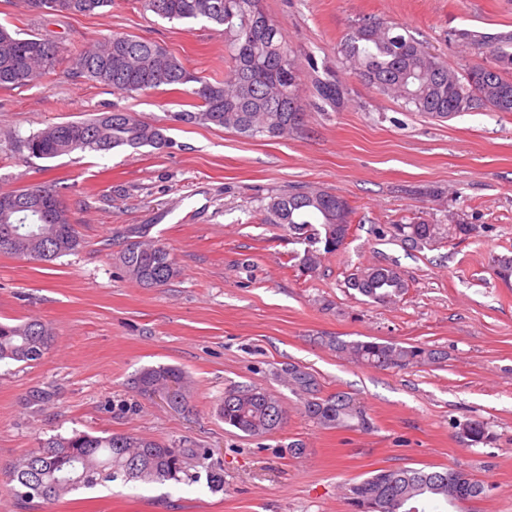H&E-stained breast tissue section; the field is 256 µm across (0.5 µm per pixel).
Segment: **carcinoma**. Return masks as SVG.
Segmentation results:
<instances>
[{
	"label": "carcinoma",
	"mask_w": 512,
	"mask_h": 512,
	"mask_svg": "<svg viewBox=\"0 0 512 512\" xmlns=\"http://www.w3.org/2000/svg\"><path fill=\"white\" fill-rule=\"evenodd\" d=\"M63 13L93 14L110 0H65ZM143 10L168 20H201L224 28L229 72L213 83L187 72L160 44L134 36H116L91 50L72 55V71L79 77L112 87L123 94L161 86L190 84L195 110L176 113L189 124H213L245 136L282 137L304 123L301 93L303 62L288 47L279 22L262 0H139ZM458 41L487 50L491 65L476 63L461 78L421 41L397 31L389 22L368 17L346 34L342 52L353 72L383 95L401 99L414 112L433 118H451L461 112L484 110L512 113V32L490 36L465 30ZM58 55L51 40L21 38L0 26V88L21 87ZM317 94L331 105L344 102L335 81L317 84ZM163 129L114 110L82 121L57 123L20 141V147L38 159H53L89 148L110 151L129 147L168 148ZM354 208L342 196L322 188L294 189L270 197L263 205V221L275 224L293 239L323 249L309 250L301 266L313 271L322 254L338 250L336 225L353 223ZM438 224L395 225L393 238L413 247L431 243L440 235ZM128 241L117 260L126 276L145 288H162L180 275L165 243L141 240L140 230H128ZM83 240L71 224L56 184L35 183L0 193V253L51 262L73 254ZM347 287L378 304L404 296L409 284L393 265L359 268ZM54 340L53 328L39 319L0 323V362L30 365L40 361ZM336 349L354 363L376 369H403L432 362L438 352L416 344L357 340L338 341ZM285 383L302 399L306 417L328 429H367L370 421L356 398L347 392L320 393L316 378L296 366L285 372ZM177 385L175 408L190 402V380L171 365L142 368L133 388L144 395ZM224 424L247 436L261 438L284 420L278 396L252 386L224 391L220 407ZM459 438L468 446L489 444L493 434L486 424L470 420L459 425ZM208 453L129 434L108 436L75 432L53 436L26 453L12 468V495L24 502L50 505L81 488L118 478L125 482L181 481V473L203 465ZM488 488L467 472L444 470H375L348 489V504L363 497L373 503L368 512H449L487 495Z\"/></svg>",
	"instance_id": "1"
}]
</instances>
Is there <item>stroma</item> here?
<instances>
[{
  "label": "stroma",
  "instance_id": "stroma-1",
  "mask_svg": "<svg viewBox=\"0 0 512 512\" xmlns=\"http://www.w3.org/2000/svg\"><path fill=\"white\" fill-rule=\"evenodd\" d=\"M291 50L315 58L301 80L306 121L282 138L247 137L172 113L192 99L178 90L127 96L73 74L70 59L115 35L150 39L187 71L223 80L221 28L169 21L139 0H112L91 15H42L26 0H0V24L50 39L54 63L28 85L0 88V192L59 182L81 250L50 263L0 254V320L37 318L55 340L33 365L0 364V502L30 512L10 493L9 467L43 439L131 433L210 449L224 474L182 482L81 489L37 512H349V487L377 469L463 470L490 488L461 512H512V283L494 261L512 257V113L463 112L435 119L405 109L346 65L344 36L365 17L396 23L458 73L480 55L455 31H512V0H263ZM338 81L342 105L319 102L315 84ZM120 108L164 128L172 145L27 156L18 142L48 125ZM344 196L355 222L347 242L316 270L298 265L303 243L262 221L271 195L300 187ZM470 224L466 237L410 248L380 239L396 224ZM145 227L166 243L181 275L163 288L125 276L116 256L126 232ZM397 265L409 284L378 305L347 286L356 268ZM373 337L418 344L439 360L404 370L348 361L329 341ZM182 368L191 408L130 389L139 369ZM311 372L322 395L351 393L368 430L326 429L277 378ZM256 386L277 395L285 418L272 434L244 435L219 413L224 391ZM494 435L467 446L460 423ZM301 444L294 454L290 445Z\"/></svg>",
  "mask_w": 512,
  "mask_h": 512
}]
</instances>
